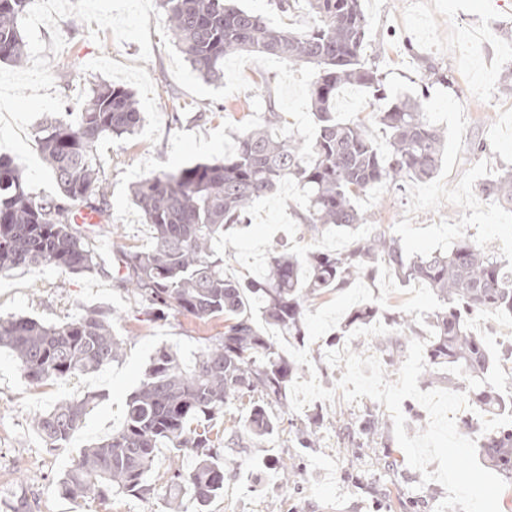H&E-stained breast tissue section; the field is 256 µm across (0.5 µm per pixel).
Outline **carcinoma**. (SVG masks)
I'll use <instances>...</instances> for the list:
<instances>
[{
    "label": "carcinoma",
    "mask_w": 512,
    "mask_h": 512,
    "mask_svg": "<svg viewBox=\"0 0 512 512\" xmlns=\"http://www.w3.org/2000/svg\"><path fill=\"white\" fill-rule=\"evenodd\" d=\"M26 2L0 0V62L21 66L26 61L28 44L21 26ZM306 4L316 25L294 33L268 25L231 0H159L173 41L208 80L224 78V57L241 52L318 68L310 88L317 125L314 159L306 163L300 158L303 141L270 132L283 119L267 90L265 120L244 126L232 152L211 162L162 170L133 188V200L153 228L154 245L147 251L120 246L116 279L157 318L188 314L205 322L224 316V335L205 344L189 364L169 348L155 353L126 402L121 427L83 449L61 478L59 490L66 497L149 494L155 451L165 446L194 458L189 470L177 465L168 469L167 485L189 489L196 512H206L224 490V449L243 447V437L261 441L288 426L300 447H315L319 422L284 418L288 383L299 364L262 334L248 299L261 298V321L300 342L309 303L326 291L372 279L380 262L398 280L421 281L436 295L440 307L431 315L433 334L423 377L439 383L448 369L457 375L456 390L467 392L469 402L501 416L496 427L483 432L480 448L499 475L512 479V388L492 379L495 364L488 346L468 329L476 313L512 315V261L465 238L446 252H411L383 225H369L354 197L383 181L398 186L432 178L442 160L445 134L426 118L424 91L375 113L387 135L383 146L362 122L337 121L336 96L342 86L383 91L375 61L363 56L370 22L360 0ZM140 123L135 93L103 82L91 88L75 119L53 117L40 125L41 157L60 191L54 197L28 188L23 172L0 155V272L40 265L68 273L101 268L100 255L88 242L89 226L74 223L72 212L79 206L91 208L107 223L98 144L106 138H130ZM287 179L300 192L296 216L303 230L315 234L328 226L343 228L353 234L350 246L304 255L276 249L262 274L224 275V255L216 244L231 247L224 232L244 223L254 202ZM482 190L512 207V169ZM367 225L371 230H364ZM380 319L395 327V333L379 341L389 351L388 366L395 367L414 333L406 317L363 305L350 311L344 328ZM1 347L35 383L89 373L123 355V341L112 333L103 310L48 326L26 317L0 319ZM97 400L88 394L60 402L34 418V429L46 445L58 448L79 430ZM238 403L248 405V414L224 439L215 430L217 421ZM336 432L354 454L388 447V423L373 412L340 415Z\"/></svg>",
    "instance_id": "cac0c4a2"
}]
</instances>
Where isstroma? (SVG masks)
Instances as JSON below:
<instances>
[{
  "label": "stroma",
  "mask_w": 512,
  "mask_h": 512,
  "mask_svg": "<svg viewBox=\"0 0 512 512\" xmlns=\"http://www.w3.org/2000/svg\"><path fill=\"white\" fill-rule=\"evenodd\" d=\"M361 7L371 21L364 55L380 57L389 100L417 94L423 61L433 62L443 74V82L430 90L425 113L445 132L448 147L432 179L398 187L378 184L357 199V206L373 223L389 226L411 251H444L467 238L511 258L512 212L482 186L512 165V89L504 86L505 72L512 71V0H362ZM58 28L65 46L48 60L65 111H78L92 84L110 82L136 93L143 122L135 136L107 138L98 146L109 222L92 226L90 237L106 271L71 274L41 265L2 273L0 317L27 316L59 324L101 309L113 315L123 355L93 373L33 384L11 354L0 351V497L26 499L29 512H169L173 492L165 473L175 463L191 467L193 458L174 455L168 448L157 451L150 495L73 500L59 490L60 479L79 452L121 426L126 400L157 349H173L188 360L224 332L220 317L201 322L182 314H145L143 304L109 271L115 263L113 245L147 249L153 243L152 228L132 200L135 182L161 170L223 157L234 149L237 131L262 118L265 103L256 89L219 101L195 97L175 81L157 32L149 34L152 56L143 62L137 43H118L108 30L102 31L100 42H93L88 26L77 17L59 20ZM375 110L370 91L361 87H345L336 98L340 119L363 122L381 142L385 135L374 119ZM480 142L486 151H477ZM297 201L295 185L285 181L277 193L253 204L249 224L233 231V247L224 254L226 275L259 274L272 247L284 241L296 253L350 245V235L333 228L299 237ZM358 304L407 316L415 339L427 342V320L439 302L430 288L402 284L383 265L373 279L323 293L311 303L306 321L305 346L313 367L301 369L299 380L314 375L323 387L336 388L344 370L326 362V340ZM90 393L99 400L83 427L63 447H46L33 428L35 416L60 400ZM372 405L366 397L356 403L340 397L331 403H309L298 417L316 416L322 422L313 448L296 447L293 436L281 433L238 449L230 458L224 491L208 512H403L400 503L407 499L417 501L421 512H435L446 495L444 487L422 483L399 445L390 448L399 461L394 472L376 458L348 455L339 448L337 417L363 413ZM281 458L296 466L291 480H283L277 469L258 466L260 460ZM357 474L362 484L354 483Z\"/></svg>",
  "instance_id": "35a3bbf8"
}]
</instances>
